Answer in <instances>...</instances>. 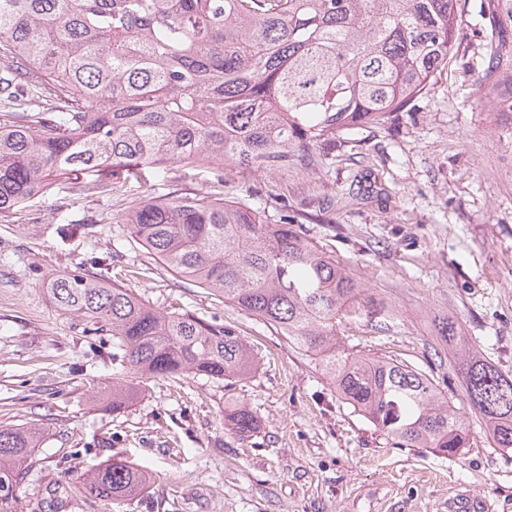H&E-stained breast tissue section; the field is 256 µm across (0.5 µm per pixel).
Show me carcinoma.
Masks as SVG:
<instances>
[{
    "label": "carcinoma",
    "instance_id": "1",
    "mask_svg": "<svg viewBox=\"0 0 512 512\" xmlns=\"http://www.w3.org/2000/svg\"><path fill=\"white\" fill-rule=\"evenodd\" d=\"M492 30L512 28V0H487ZM460 0H0V95L50 86V103L0 114V211L42 194L51 177L101 172L112 193L123 171L200 163L286 173L319 168L325 136L408 112L452 59ZM478 87L512 95V38L492 36ZM131 237L169 268L273 326L314 357L336 393L400 448L456 455L471 422L512 452V376L466 338L453 316L435 320L468 410L428 370L395 355L336 347L347 304L363 285L299 224L271 223L245 203L175 192L125 209ZM57 308L87 335L112 337L119 364L104 396L132 405L154 377L242 379L256 368L234 329L193 313L161 312L95 273L50 284ZM241 440L258 421L246 404L227 415ZM45 428L0 425V512ZM147 473L112 459L82 474L86 491L125 503Z\"/></svg>",
    "mask_w": 512,
    "mask_h": 512
}]
</instances>
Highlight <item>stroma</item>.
<instances>
[{
  "label": "stroma",
  "mask_w": 512,
  "mask_h": 512,
  "mask_svg": "<svg viewBox=\"0 0 512 512\" xmlns=\"http://www.w3.org/2000/svg\"><path fill=\"white\" fill-rule=\"evenodd\" d=\"M483 2L463 0L456 53L412 110L321 141L320 169L219 174L162 163L114 195L94 193L99 177L88 172L52 179L0 213V422L48 428L16 488L20 512H448L466 490L485 512H512V454L491 448L480 428L454 457L394 447L285 336L180 278L117 226L126 203L176 190L288 217L400 313L379 333L343 320V348L421 367L439 345L434 316L451 314L512 375V112L476 95L491 35ZM90 270L161 311L235 328L257 371L224 382L150 379L118 414L96 403L118 368L112 339L84 335L50 293L56 273ZM238 401L258 419L244 441L224 423ZM115 456L150 474L118 506L79 480Z\"/></svg>",
  "instance_id": "35a3bbf8"
}]
</instances>
